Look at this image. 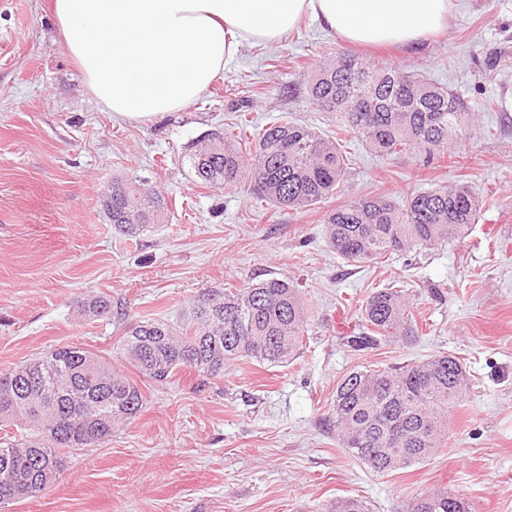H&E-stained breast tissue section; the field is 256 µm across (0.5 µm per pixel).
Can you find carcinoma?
<instances>
[{
  "label": "carcinoma",
  "instance_id": "1",
  "mask_svg": "<svg viewBox=\"0 0 512 512\" xmlns=\"http://www.w3.org/2000/svg\"><path fill=\"white\" fill-rule=\"evenodd\" d=\"M307 100L360 136L383 157L415 154L428 161L451 155L461 138L465 110L447 86L409 74L386 60L367 64L338 56L315 67ZM249 157L213 133L191 155L195 176L214 186L254 182L277 207L302 210L340 191L348 170L342 139L276 120L253 134ZM103 209L114 228L138 237L160 223L156 189L112 182ZM479 197L467 183L420 192L398 205L362 196L330 211L329 247L349 263L378 260L393 251L462 239L479 219ZM92 319L125 322L121 350L145 379L162 383L183 368L210 378L242 359L278 366L303 346L309 311L288 279L272 277L234 290L200 296L182 329L158 320H131L126 310L96 296L81 303ZM409 302L398 287L381 288L365 301L359 332L345 337L354 351L418 335ZM468 375L459 359L440 354L417 364L354 370L337 384L329 421L341 448L377 473L422 463L448 440V409L460 404ZM137 383L103 356L77 345L50 348L0 372V421L21 432L0 440V505L43 491L45 475L61 476L68 453L106 442L112 429L139 414ZM326 512H371L358 497L337 499ZM407 512H472L446 491L415 498Z\"/></svg>",
  "mask_w": 512,
  "mask_h": 512
}]
</instances>
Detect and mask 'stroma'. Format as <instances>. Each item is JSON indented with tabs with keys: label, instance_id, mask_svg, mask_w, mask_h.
Listing matches in <instances>:
<instances>
[{
	"label": "stroma",
	"instance_id": "35a3bbf8",
	"mask_svg": "<svg viewBox=\"0 0 512 512\" xmlns=\"http://www.w3.org/2000/svg\"><path fill=\"white\" fill-rule=\"evenodd\" d=\"M45 3L0 0V372L80 345L134 376L122 323L82 315L91 296L179 324L208 290L275 276L312 317L288 365L242 360L220 378L185 368L163 384L140 381L136 418L72 451L52 490L5 512H324L344 496L406 512L443 488L474 512H512V0H453L447 27L417 49L358 47L305 23L244 46L194 105L147 123L113 118L86 92ZM329 47L447 84L467 111L453 156L428 166L382 158L347 133L341 191L302 211L271 206L247 183L202 184L192 147L216 130L247 144L238 106L259 126L287 117L335 137V118L304 95ZM116 179L157 189L164 223L118 234L102 207ZM462 181L481 200L464 239L361 264L327 245L325 218L340 205L369 194L401 203ZM390 284L406 290L420 335L351 351L344 338L363 302ZM440 353L470 374L446 447L388 474L349 456L329 422L338 381Z\"/></svg>",
	"mask_w": 512,
	"mask_h": 512
}]
</instances>
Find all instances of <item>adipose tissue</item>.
I'll return each instance as SVG.
<instances>
[{
    "label": "adipose tissue",
    "mask_w": 512,
    "mask_h": 512,
    "mask_svg": "<svg viewBox=\"0 0 512 512\" xmlns=\"http://www.w3.org/2000/svg\"><path fill=\"white\" fill-rule=\"evenodd\" d=\"M450 0H51L50 18L87 91L136 122L193 104L243 46L307 20L349 44L417 48Z\"/></svg>",
    "instance_id": "ef3b65f1"
}]
</instances>
